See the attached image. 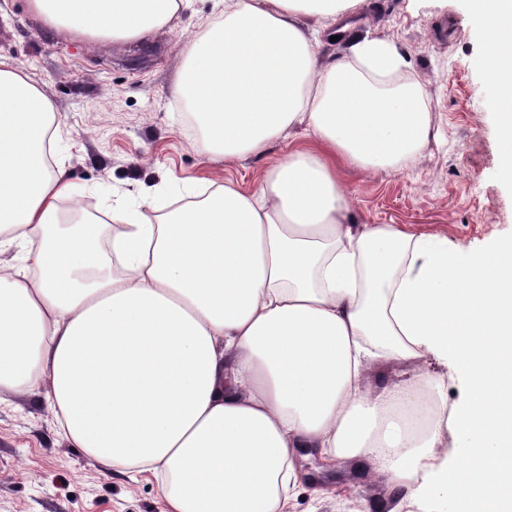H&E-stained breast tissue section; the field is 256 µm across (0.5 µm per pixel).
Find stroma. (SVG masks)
<instances>
[{
	"instance_id": "35a3bbf8",
	"label": "stroma",
	"mask_w": 512,
	"mask_h": 512,
	"mask_svg": "<svg viewBox=\"0 0 512 512\" xmlns=\"http://www.w3.org/2000/svg\"><path fill=\"white\" fill-rule=\"evenodd\" d=\"M354 13L358 31L393 40L409 60L434 136L410 169L342 168L352 223L436 232L474 251L512 238V183L499 172L498 116L467 0H359ZM221 14L213 0H193L175 30L160 31L149 47L111 41L93 49L82 35L47 31L29 0H0V57L52 102L74 199L106 216L116 208L158 216L210 183L257 191L289 146L301 144L294 128L263 156L228 165L184 130L183 102L170 84L187 41ZM296 467L305 478L282 512H407L372 460L339 457L325 467L300 457ZM163 509L151 474L101 470L38 398H0V512Z\"/></svg>"
}]
</instances>
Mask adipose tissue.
I'll list each match as a JSON object with an SVG mask.
<instances>
[{"mask_svg": "<svg viewBox=\"0 0 512 512\" xmlns=\"http://www.w3.org/2000/svg\"><path fill=\"white\" fill-rule=\"evenodd\" d=\"M358 0H232L197 33L172 91L236 163L290 128L303 148L257 192L215 185L158 223L139 211L59 225L72 196L49 98L0 58V394L40 397L104 470L152 472L165 512H281L297 451L376 458L408 504L512 512V239L480 253L354 224L339 169H401L432 134L396 44L321 38ZM512 182V0H468ZM44 23L143 42L190 0H32ZM439 361L444 376L426 373ZM383 360L407 380L371 391ZM468 396L439 400L443 379ZM454 430L455 461L439 456Z\"/></svg>", "mask_w": 512, "mask_h": 512, "instance_id": "ef3b65f1", "label": "adipose tissue"}]
</instances>
